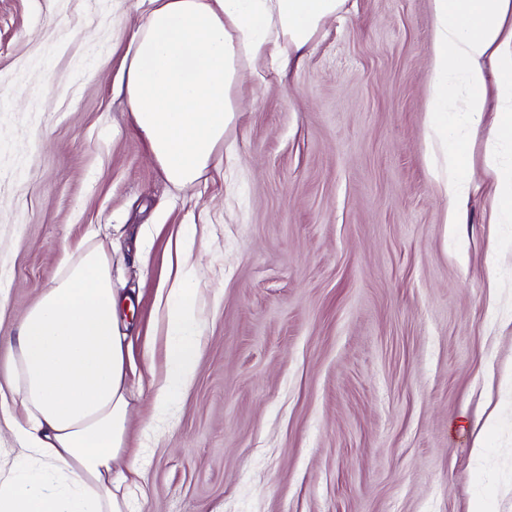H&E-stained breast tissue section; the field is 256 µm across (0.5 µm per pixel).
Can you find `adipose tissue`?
I'll return each mask as SVG.
<instances>
[{"label":"adipose tissue","mask_w":512,"mask_h":512,"mask_svg":"<svg viewBox=\"0 0 512 512\" xmlns=\"http://www.w3.org/2000/svg\"><path fill=\"white\" fill-rule=\"evenodd\" d=\"M132 36L125 92L139 135L168 180L196 181L215 160L237 116L232 89L240 55L254 72L278 61L281 45L310 47L347 0H148ZM428 72L432 154L448 200L445 222L462 223L471 191L463 147L486 113L496 115L485 164L495 175L494 209L512 223V0H434ZM192 263L182 262L166 297L170 343L155 402L167 408L190 386L200 350ZM108 258L88 249L27 310L6 389L20 413L7 417L17 442L0 459V512H128L113 470L129 416L128 333Z\"/></svg>","instance_id":"ef3b65f1"}]
</instances>
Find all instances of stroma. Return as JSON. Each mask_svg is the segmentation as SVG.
I'll use <instances>...</instances> for the list:
<instances>
[{
    "label": "stroma",
    "instance_id": "35a3bbf8",
    "mask_svg": "<svg viewBox=\"0 0 512 512\" xmlns=\"http://www.w3.org/2000/svg\"><path fill=\"white\" fill-rule=\"evenodd\" d=\"M146 0H0V382L91 245L129 297L136 512H512V223L487 127L465 223L427 152L433 0H355L289 67L241 58L228 162L174 190L117 87ZM197 227L200 353L158 415L157 288Z\"/></svg>",
    "mask_w": 512,
    "mask_h": 512
}]
</instances>
